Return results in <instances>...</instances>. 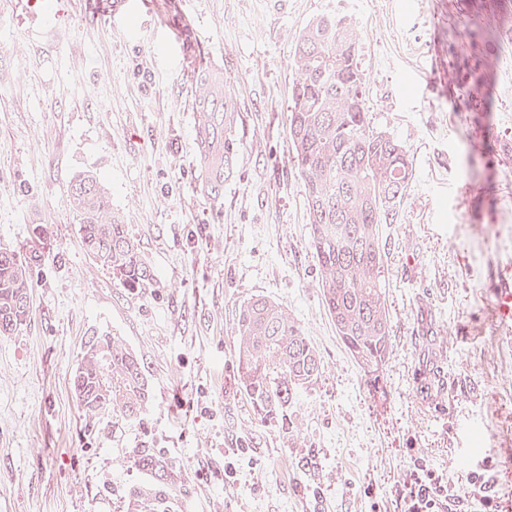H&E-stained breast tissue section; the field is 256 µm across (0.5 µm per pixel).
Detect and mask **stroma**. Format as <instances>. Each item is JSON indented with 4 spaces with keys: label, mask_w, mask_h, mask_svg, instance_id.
Returning a JSON list of instances; mask_svg holds the SVG:
<instances>
[{
    "label": "stroma",
    "mask_w": 512,
    "mask_h": 512,
    "mask_svg": "<svg viewBox=\"0 0 512 512\" xmlns=\"http://www.w3.org/2000/svg\"><path fill=\"white\" fill-rule=\"evenodd\" d=\"M150 0L138 15L18 22L0 0V246L36 249L30 320L0 336V512H126L175 470L182 512H400L413 456L461 485L490 468L512 501V0ZM335 14L363 35L373 123L407 145L414 178L389 250V356L364 373L337 336L288 155L297 37ZM238 104L234 174L209 194L193 148L200 82L163 47L184 17ZM92 172L155 282L132 291L86 254L69 202ZM285 306L322 360L292 437L237 384L236 315ZM141 361V416L85 419L71 386L92 330ZM132 459L134 465L150 474L152 479L129 489L127 512H179L177 488L168 464L151 448L134 449Z\"/></svg>",
    "instance_id": "stroma-1"
}]
</instances>
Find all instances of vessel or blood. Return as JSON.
<instances>
[{
  "label": "vessel or blood",
  "mask_w": 512,
  "mask_h": 512,
  "mask_svg": "<svg viewBox=\"0 0 512 512\" xmlns=\"http://www.w3.org/2000/svg\"><path fill=\"white\" fill-rule=\"evenodd\" d=\"M16 9L20 16L32 15L42 21L61 15L59 0H42L38 9L34 8L32 0H16ZM193 72L210 83L224 79L222 66L201 53L195 57ZM202 109L210 113L211 119L196 127L194 144L202 159L201 178L213 193L219 194L224 190V142L234 133L240 114L234 100L221 96L203 102Z\"/></svg>",
  "instance_id": "vessel-or-blood-1"
}]
</instances>
